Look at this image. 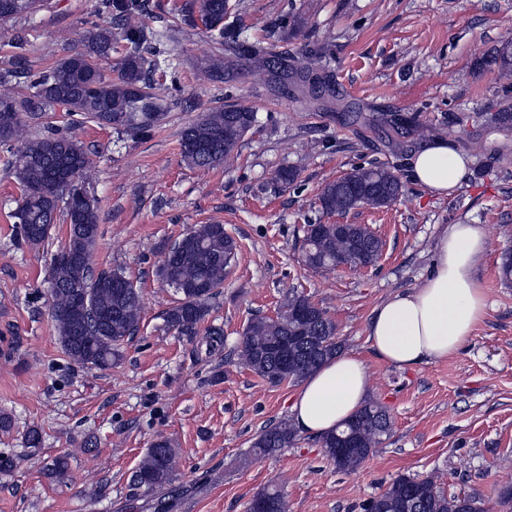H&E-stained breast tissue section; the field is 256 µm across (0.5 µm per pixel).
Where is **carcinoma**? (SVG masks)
Wrapping results in <instances>:
<instances>
[{
	"mask_svg": "<svg viewBox=\"0 0 512 512\" xmlns=\"http://www.w3.org/2000/svg\"><path fill=\"white\" fill-rule=\"evenodd\" d=\"M149 9L148 0H98L99 21L91 23L80 37L81 48L71 52L48 70L30 80V96L13 92L23 71H0V143L21 141L12 161L22 192L13 213L25 240L30 225L40 227L38 241L48 238L58 210L65 209L69 221L68 240L53 256L51 268V316L57 326L63 353L87 368H107L120 356L125 340L134 336L140 324L142 296L138 288L119 290L114 279H127L120 270L95 271L90 256L99 238L96 200L84 183L90 177L92 160L84 145L70 130L54 129L20 140L21 113L45 112L61 108L70 116L79 114L96 123L130 134L149 131L158 120L161 104L152 92L150 75L160 67V46L175 38L176 24L156 29L138 25V17ZM190 19L201 24L210 40L224 53L211 57L209 77L224 73V57L240 49V33L229 22L226 0H192ZM124 26V40L130 46L119 73L105 76L93 59L110 56L114 45L112 22ZM250 56L260 69L288 71V58L275 41H256ZM478 70L512 72V48L494 49L475 63ZM302 82L319 99H336L335 88L321 70L307 68ZM255 113L244 106L231 105L207 112L181 132L182 154L186 162L203 171L227 162L238 152L252 130ZM490 120L512 129V104L505 102ZM63 166L75 167L74 180L60 184L55 172ZM298 178L292 166L279 168L274 182L281 190L292 187ZM405 195L404 185L392 168L377 163L358 165L344 176L327 183L320 194L321 208L328 214H346L358 207L386 208ZM352 233L365 239L364 250L355 249L352 237L336 231L334 224L304 225L303 260L313 269L345 266L357 269L379 258L383 242L369 228L349 225ZM178 250H169L157 269V276L179 295L166 315L169 327L194 341L209 313L211 301L224 288V279L237 257V243L222 224H200L184 233ZM341 351L336 324L307 297L294 293L276 317H256L243 330L237 346L239 361L251 371L278 385L295 384L316 371ZM392 429L386 406L376 400L367 403L343 426L321 437V447L336 470L354 472L374 454ZM296 429L281 421L263 430L252 443L256 455H270L290 446ZM175 450L165 440L148 449L134 473V482L148 490L172 482ZM462 512L469 498L445 495L432 476H401L369 502L382 512ZM262 502L261 512H288L279 490L267 487L256 493L248 508Z\"/></svg>",
	"mask_w": 512,
	"mask_h": 512,
	"instance_id": "obj_1",
	"label": "carcinoma"
}]
</instances>
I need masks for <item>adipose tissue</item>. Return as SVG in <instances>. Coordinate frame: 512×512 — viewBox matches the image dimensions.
I'll use <instances>...</instances> for the list:
<instances>
[{
  "label": "adipose tissue",
  "mask_w": 512,
  "mask_h": 512,
  "mask_svg": "<svg viewBox=\"0 0 512 512\" xmlns=\"http://www.w3.org/2000/svg\"><path fill=\"white\" fill-rule=\"evenodd\" d=\"M467 174L464 156L441 138L421 142L408 169L413 183L439 196L460 190ZM486 246L483 225L446 226L422 285L389 296L373 310L366 327L371 352L397 368L455 355L486 315V292L474 276ZM368 393L364 358L336 356L303 382L292 403V423L308 434L325 435L350 419Z\"/></svg>",
  "instance_id": "adipose-tissue-1"
}]
</instances>
